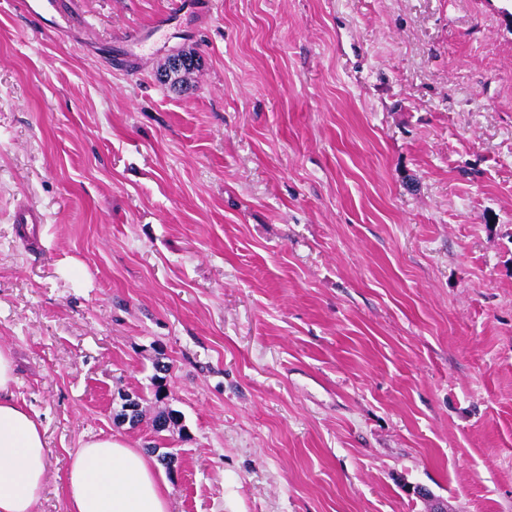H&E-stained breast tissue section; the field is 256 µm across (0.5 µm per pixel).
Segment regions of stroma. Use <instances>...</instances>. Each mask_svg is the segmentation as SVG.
<instances>
[{
	"label": "stroma",
	"instance_id": "stroma-1",
	"mask_svg": "<svg viewBox=\"0 0 512 512\" xmlns=\"http://www.w3.org/2000/svg\"><path fill=\"white\" fill-rule=\"evenodd\" d=\"M510 8L0 0V344L45 428L34 512H65L103 435L175 453L172 512H512ZM175 48L200 63L172 83Z\"/></svg>",
	"mask_w": 512,
	"mask_h": 512
}]
</instances>
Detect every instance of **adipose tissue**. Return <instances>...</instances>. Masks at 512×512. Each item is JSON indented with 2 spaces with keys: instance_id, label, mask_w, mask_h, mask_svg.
<instances>
[{
  "instance_id": "ef3b65f1",
  "label": "adipose tissue",
  "mask_w": 512,
  "mask_h": 512,
  "mask_svg": "<svg viewBox=\"0 0 512 512\" xmlns=\"http://www.w3.org/2000/svg\"><path fill=\"white\" fill-rule=\"evenodd\" d=\"M15 383L12 352L0 345V512H33L50 479L48 448ZM169 493L159 465L112 436L84 442L65 474L66 512H171Z\"/></svg>"
}]
</instances>
